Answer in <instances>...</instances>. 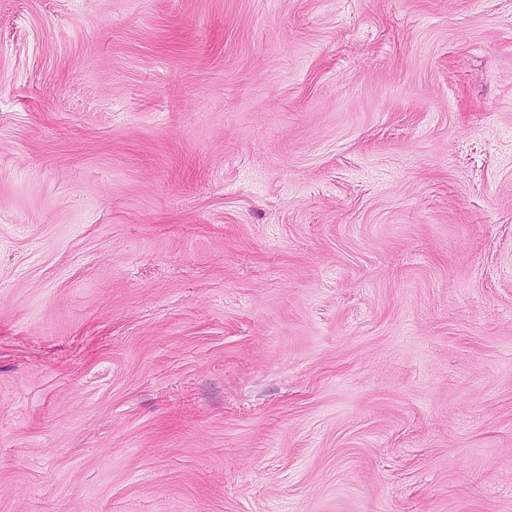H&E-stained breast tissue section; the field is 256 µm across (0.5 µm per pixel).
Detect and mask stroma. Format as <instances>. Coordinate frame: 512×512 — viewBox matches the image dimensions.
<instances>
[{"instance_id": "1", "label": "stroma", "mask_w": 512, "mask_h": 512, "mask_svg": "<svg viewBox=\"0 0 512 512\" xmlns=\"http://www.w3.org/2000/svg\"><path fill=\"white\" fill-rule=\"evenodd\" d=\"M0 512H512V0H0Z\"/></svg>"}]
</instances>
